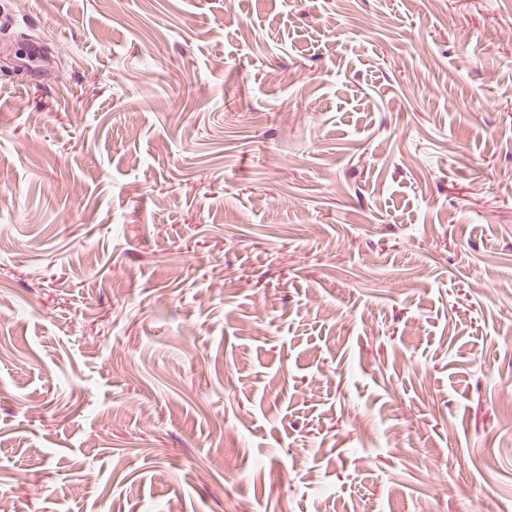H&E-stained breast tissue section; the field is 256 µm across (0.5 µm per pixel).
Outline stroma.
<instances>
[{"instance_id":"obj_1","label":"stroma","mask_w":512,"mask_h":512,"mask_svg":"<svg viewBox=\"0 0 512 512\" xmlns=\"http://www.w3.org/2000/svg\"><path fill=\"white\" fill-rule=\"evenodd\" d=\"M0 499L512 506V0H0Z\"/></svg>"}]
</instances>
